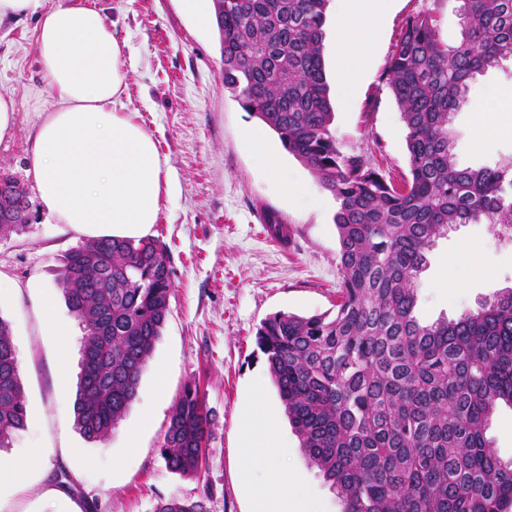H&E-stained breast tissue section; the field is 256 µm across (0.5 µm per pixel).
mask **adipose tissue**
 Instances as JSON below:
<instances>
[{
  "label": "adipose tissue",
  "instance_id": "adipose-tissue-1",
  "mask_svg": "<svg viewBox=\"0 0 512 512\" xmlns=\"http://www.w3.org/2000/svg\"><path fill=\"white\" fill-rule=\"evenodd\" d=\"M339 62L366 56L374 24L364 0H337ZM34 16L44 103L33 132L29 173L42 207L73 230L94 237L136 239L156 224L163 202L165 166L152 136L121 99L125 45L88 0H0V26ZM242 149L256 157L289 200L306 198L289 179L264 134L248 131ZM237 465L245 481L248 512H327L299 486L280 460L288 451L275 414L261 396L242 411Z\"/></svg>",
  "mask_w": 512,
  "mask_h": 512
}]
</instances>
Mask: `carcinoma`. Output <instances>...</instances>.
<instances>
[{"label": "carcinoma", "mask_w": 512, "mask_h": 512, "mask_svg": "<svg viewBox=\"0 0 512 512\" xmlns=\"http://www.w3.org/2000/svg\"><path fill=\"white\" fill-rule=\"evenodd\" d=\"M224 88L273 129L338 202L335 310L262 320L256 345L309 461L343 512H512V459L485 432L512 408V288L476 312L422 323L417 280L454 224L512 228V160L460 169L451 114L479 74L512 57V0H461L462 38L411 16L386 81L407 128L399 184L343 152L322 55L329 0H213ZM25 189L0 180V235L29 222ZM170 255L156 238L99 237L71 250L60 281L85 332L74 423L103 441L138 396L170 310ZM27 409L11 328L0 316V448ZM212 420L198 386L175 399L160 454L179 475L207 463ZM155 512H204L170 497Z\"/></svg>", "instance_id": "1"}]
</instances>
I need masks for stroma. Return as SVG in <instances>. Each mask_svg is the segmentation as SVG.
Listing matches in <instances>:
<instances>
[{
  "instance_id": "35a3bbf8",
  "label": "stroma",
  "mask_w": 512,
  "mask_h": 512,
  "mask_svg": "<svg viewBox=\"0 0 512 512\" xmlns=\"http://www.w3.org/2000/svg\"><path fill=\"white\" fill-rule=\"evenodd\" d=\"M118 39L127 41L126 89L122 101L138 112L167 161L173 197L163 202L149 234L169 249L174 291L170 314L144 371L138 397L102 442L84 440L73 412L58 405L57 365L67 375L74 400L84 332L57 286L65 255L85 235L55 223L42 208L27 176L32 130L42 104L36 89L40 65L36 20L26 17L0 28V94L17 106L12 137L0 140V168L24 186L30 220L0 236V316L9 321L28 410L27 426L0 459H24L38 451L23 492L0 497V512H155L160 499L202 500L205 512H247L246 487L236 466L239 414L254 391L278 416L288 443L289 470L320 499L341 503L307 460L267 364L255 342L260 322L283 311L310 316L331 310L341 282L338 204L309 168L284 152L274 131L272 150L316 196V203L290 202L240 140L261 122L246 112L222 79L221 45L215 22L199 23L181 0H93ZM459 0H377L374 43L366 61L339 72L332 36L323 58L334 108L332 130L343 152L363 154L391 177L409 172L406 126L383 78L402 27L426 13L443 42L461 36ZM512 93V60L478 76L466 103L452 117L453 153L459 166H492L512 157V133L477 143L479 104ZM277 213L290 230L283 244L264 234L258 212ZM512 287V238L486 224H457L437 239L419 276L416 314L421 321L474 311L493 292ZM50 300L70 334L59 340L43 325L37 301ZM164 394H153L156 383ZM189 382L198 383L214 423L208 464L196 476L168 470L159 448L171 406ZM149 428L130 447L128 433L143 415ZM66 473L67 487L57 474ZM64 500H57L56 492Z\"/></svg>"
}]
</instances>
